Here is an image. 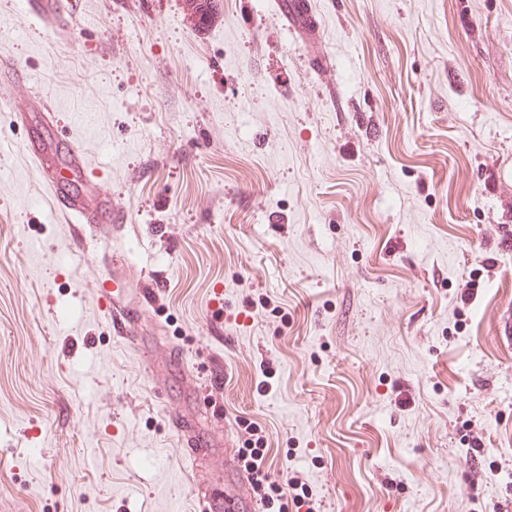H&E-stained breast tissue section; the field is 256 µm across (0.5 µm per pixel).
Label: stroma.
Segmentation results:
<instances>
[{"label": "stroma", "instance_id": "1", "mask_svg": "<svg viewBox=\"0 0 512 512\" xmlns=\"http://www.w3.org/2000/svg\"><path fill=\"white\" fill-rule=\"evenodd\" d=\"M313 2L302 36L273 0L201 31L182 0H63V38L0 0V512H195L224 458L192 469L191 411L234 451L256 424L313 512L512 507V0ZM30 134L125 223L71 245ZM114 282L122 286L112 289H104L103 299L109 308L112 322L118 336L133 340L137 336L138 316L130 309L126 302L127 288L124 287L121 278L115 273L112 275ZM115 285V284H114Z\"/></svg>", "mask_w": 512, "mask_h": 512}]
</instances>
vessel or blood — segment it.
<instances>
[{"mask_svg":"<svg viewBox=\"0 0 512 512\" xmlns=\"http://www.w3.org/2000/svg\"><path fill=\"white\" fill-rule=\"evenodd\" d=\"M31 15L39 18L50 28H65L60 0H25ZM314 6L311 0H292L288 10V22L295 27L314 25ZM28 157L35 163L41 182L52 199L65 223L69 224L74 240L85 238L90 225L120 224L123 213L112 206V196L104 189L89 191L80 195L69 193L70 180H87L90 163L78 148H70L65 165H57L49 155L44 142L30 141L25 145ZM126 288L105 290L103 299L109 309L117 335L134 339L137 334V315L126 302ZM248 475L238 465H231L228 486L223 493L205 490L198 503L203 512H252L250 504L238 499L233 487L246 483Z\"/></svg>","mask_w":512,"mask_h":512,"instance_id":"vessel-or-blood-1","label":"vessel or blood"}]
</instances>
